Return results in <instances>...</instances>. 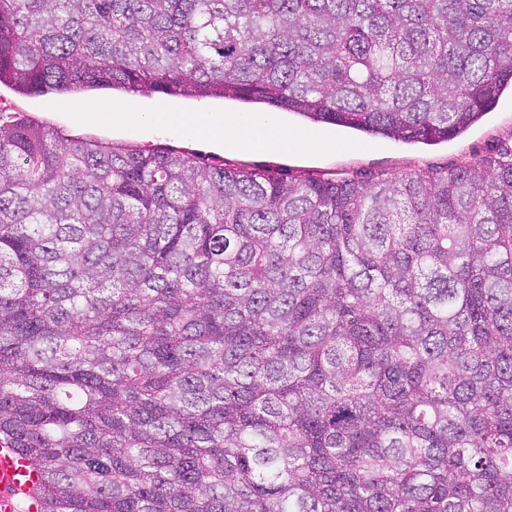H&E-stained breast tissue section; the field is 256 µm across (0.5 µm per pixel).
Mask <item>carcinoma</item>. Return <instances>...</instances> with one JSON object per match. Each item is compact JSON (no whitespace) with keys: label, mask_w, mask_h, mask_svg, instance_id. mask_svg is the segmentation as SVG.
<instances>
[{"label":"carcinoma","mask_w":512,"mask_h":512,"mask_svg":"<svg viewBox=\"0 0 512 512\" xmlns=\"http://www.w3.org/2000/svg\"><path fill=\"white\" fill-rule=\"evenodd\" d=\"M0 84L442 141L512 0H0ZM0 446L42 512H512V152L289 178L1 116Z\"/></svg>","instance_id":"1"}]
</instances>
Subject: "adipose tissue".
I'll list each match as a JSON object with an SVG mask.
<instances>
[{
    "label": "adipose tissue",
    "instance_id": "1",
    "mask_svg": "<svg viewBox=\"0 0 512 512\" xmlns=\"http://www.w3.org/2000/svg\"><path fill=\"white\" fill-rule=\"evenodd\" d=\"M126 120L131 124L167 122L186 132L206 130L228 147L250 143L258 148L274 149L286 145L289 139L287 130L279 127L272 119L256 114L229 119L218 113L170 114L160 110L148 116L130 112Z\"/></svg>",
    "mask_w": 512,
    "mask_h": 512
}]
</instances>
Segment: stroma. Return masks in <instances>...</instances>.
Here are the masks:
<instances>
[{"instance_id": "stroma-1", "label": "stroma", "mask_w": 512, "mask_h": 512, "mask_svg": "<svg viewBox=\"0 0 512 512\" xmlns=\"http://www.w3.org/2000/svg\"><path fill=\"white\" fill-rule=\"evenodd\" d=\"M114 103L140 112H219L233 115L250 111L247 103L222 99H172L153 92L90 90L79 94L33 96L0 86V115L25 114L72 134L91 135L133 149L167 147L192 150L223 159L247 170L278 169L292 176L320 178L366 177L381 172L404 174L443 169L512 150V93L466 133L443 143H404L329 124L312 125L295 114L277 113L278 123L296 136L320 139V146L257 151L247 146L230 148L203 133H182L161 126H138L114 117L98 118L97 109Z\"/></svg>"}]
</instances>
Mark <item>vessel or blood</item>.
<instances>
[{
    "label": "vessel or blood",
    "instance_id": "1",
    "mask_svg": "<svg viewBox=\"0 0 512 512\" xmlns=\"http://www.w3.org/2000/svg\"><path fill=\"white\" fill-rule=\"evenodd\" d=\"M39 473L15 451L0 448V512H37L38 501L31 496Z\"/></svg>",
    "mask_w": 512,
    "mask_h": 512
}]
</instances>
